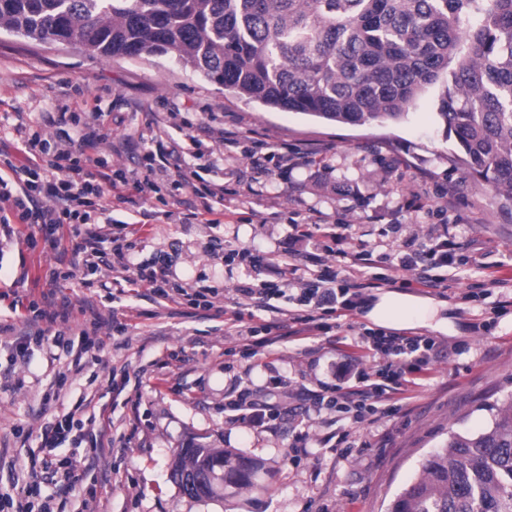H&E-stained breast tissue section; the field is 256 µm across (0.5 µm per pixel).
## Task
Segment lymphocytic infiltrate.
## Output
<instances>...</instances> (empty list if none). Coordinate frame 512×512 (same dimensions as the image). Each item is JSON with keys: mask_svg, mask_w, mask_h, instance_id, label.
Masks as SVG:
<instances>
[{"mask_svg": "<svg viewBox=\"0 0 512 512\" xmlns=\"http://www.w3.org/2000/svg\"><path fill=\"white\" fill-rule=\"evenodd\" d=\"M100 115H91L89 122L77 138L67 145L42 138L30 125L19 124L16 128L21 146L27 155L26 164L12 166L9 178L0 177V223L25 225L34 235H40L51 244H59L60 231L67 224L111 223L112 218L103 199L106 190H120L133 184L141 189H155L166 181L174 190L167 200V220L180 221L179 208L184 190H191L194 201L191 217L205 223L217 205L224 202V188L220 185L194 186L199 173L190 165L191 159L202 158V151H193L191 157L173 154L166 141L151 139L135 169L109 167L106 161L93 155L103 136L100 132ZM454 241L445 239L429 246L413 248L398 260L399 270L410 272L416 281L427 288L435 287L428 270L448 263V252L454 249ZM82 258L71 264V275L97 273L109 256H117L123 270L132 283L146 286L152 296L163 300L181 299L186 303L212 308L216 291L204 288L193 292L172 285L169 269L164 258L151 263L134 261L123 236H113L104 241L101 235L86 233L83 239ZM362 287L358 284L337 285L335 279L322 280L321 284L303 289L297 298L300 305L349 312L355 309ZM53 315L39 311L35 316H24L22 326L0 321V351L6 352L9 364H25L35 352H43L49 362H65L59 371V386L45 391L40 397L43 405L58 406L59 412L45 423L36 439L44 456L40 465L20 466L19 473L8 489H0V512H53L50 501L41 500V483L38 469L50 471L59 492L71 489L79 480L73 465L60 464L53 459L56 448L64 443L91 444L103 450L102 434L88 433L82 420L74 411L65 410L66 392L62 386L70 373H81L88 357L97 355L102 345L93 332L82 330L65 334L50 333L48 326ZM363 348L372 356L383 359L384 365L376 374L360 370L354 373L350 386H336L332 396L324 401L327 409L342 413L350 422L361 421L365 416L377 414L384 403L394 395L405 393L410 381L405 367L415 362L428 365L435 362L440 346L426 336H398L384 333H366L360 338Z\"/></svg>", "mask_w": 512, "mask_h": 512, "instance_id": "f902f5d3", "label": "lymphocytic infiltrate"}]
</instances>
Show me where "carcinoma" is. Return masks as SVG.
Instances as JSON below:
<instances>
[{
	"label": "carcinoma",
	"mask_w": 512,
	"mask_h": 512,
	"mask_svg": "<svg viewBox=\"0 0 512 512\" xmlns=\"http://www.w3.org/2000/svg\"><path fill=\"white\" fill-rule=\"evenodd\" d=\"M101 59L170 56L228 94L327 123L397 122L438 83V116L469 172L512 207V0H0V29L58 23ZM265 463L192 441L170 477L192 498L265 489ZM387 512H512V402L450 431Z\"/></svg>",
	"instance_id": "obj_1"
}]
</instances>
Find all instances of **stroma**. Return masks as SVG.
Returning <instances> with one entry per match:
<instances>
[{
	"label": "stroma",
	"instance_id": "1",
	"mask_svg": "<svg viewBox=\"0 0 512 512\" xmlns=\"http://www.w3.org/2000/svg\"><path fill=\"white\" fill-rule=\"evenodd\" d=\"M440 92L430 88L397 123L327 124L261 111L167 56L102 61L75 45L0 32V170L25 159L19 123L34 124L43 112H102L110 159L133 169L156 134L180 147L194 138L212 151L204 181L247 202L236 214L216 206L211 225L170 224L162 214L170 185L148 200L131 186L124 201L105 198L126 222L137 261L165 254L173 283L218 289L209 310L154 298L126 283L119 268L105 271L102 288L51 280L74 259L80 238L71 228L56 250L16 236L0 240V315L40 300L54 285L58 306L68 310L65 328L101 326L106 370L86 367L66 391L71 403L86 393L101 396L100 420L109 423L112 443L93 465L71 444L57 448L58 458H76L80 480L53 500L54 512H80L87 498L95 512H386L450 430L483 431L492 407L512 402V210L501 209L494 191L454 159L437 115ZM228 131L243 136L242 149L225 150ZM270 148L288 155L287 167L266 159ZM327 230L334 240L324 238ZM449 236L458 250L431 271L447 278L448 289L394 271L406 246ZM360 251L371 252L370 264L350 265L348 254ZM258 255L291 266L268 312L253 311L238 292L261 282L251 263ZM323 264L339 279L364 283L357 308L324 317L327 334L281 337L242 357L227 319L239 311L257 326L287 322L294 307L288 291L315 282ZM385 294L439 305L447 328L412 317L401 325L374 321L369 313ZM114 319L122 332L108 330ZM366 332L429 336L443 352L412 387L411 400L389 401L385 413L350 424L318 412L314 398L351 363L375 370L355 343ZM56 373L38 352L0 384V484L14 477V459L39 455L29 430L58 413L40 405ZM113 373L129 380L117 397L108 390ZM242 389L279 405L280 418L233 417L225 399ZM192 438L263 459L265 490L224 500L183 495L169 478L170 463Z\"/></svg>",
	"mask_w": 512,
	"mask_h": 512
}]
</instances>
